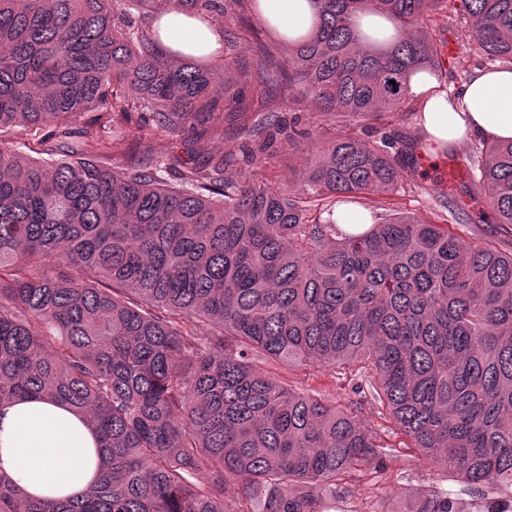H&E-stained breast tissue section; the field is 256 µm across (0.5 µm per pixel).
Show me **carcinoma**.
<instances>
[{"label": "carcinoma", "mask_w": 512, "mask_h": 512, "mask_svg": "<svg viewBox=\"0 0 512 512\" xmlns=\"http://www.w3.org/2000/svg\"><path fill=\"white\" fill-rule=\"evenodd\" d=\"M155 0H0V137H34L41 157L0 148V406L61 400L99 436L98 480L42 502L0 472V512H327L358 472L394 458L382 431L441 464L458 488L394 512H512V252L466 245L391 202L416 173L414 143L343 134L320 144L293 194L228 164L273 158L269 87L288 83L322 120L416 111L417 74L437 73L436 18L447 0H313L311 35L288 46V71L263 43L235 99L201 68L159 51L130 10ZM245 24L258 0H173ZM487 58L512 67V0H460ZM394 23L378 40L358 17ZM264 118L252 146L226 139L224 112ZM138 115L130 141L112 124ZM198 132L186 155L155 157L158 131ZM471 169L489 213L512 226V141ZM359 204L372 223L349 232L322 214ZM64 256L68 265H58ZM296 364L347 377L377 404L380 427L353 401L298 391L259 367ZM207 482L195 483L199 474Z\"/></svg>", "instance_id": "cac0c4a2"}]
</instances>
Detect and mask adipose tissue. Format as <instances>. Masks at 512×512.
Segmentation results:
<instances>
[{
	"label": "adipose tissue",
	"mask_w": 512,
	"mask_h": 512,
	"mask_svg": "<svg viewBox=\"0 0 512 512\" xmlns=\"http://www.w3.org/2000/svg\"><path fill=\"white\" fill-rule=\"evenodd\" d=\"M262 18L285 40L312 32L311 0H259ZM163 51L204 58L223 35L212 21L168 5L160 12ZM435 80L413 77L422 98L425 150L437 153L468 139L512 141V70H480L455 97L435 92ZM98 439L84 414L50 398H25L0 407V472L36 498L58 499L84 491L95 479Z\"/></svg>",
	"instance_id": "1"
}]
</instances>
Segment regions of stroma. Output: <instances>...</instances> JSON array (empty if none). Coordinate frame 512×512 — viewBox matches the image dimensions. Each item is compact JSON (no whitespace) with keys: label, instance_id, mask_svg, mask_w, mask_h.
Listing matches in <instances>:
<instances>
[{"label":"stroma","instance_id":"35a3bbf8","mask_svg":"<svg viewBox=\"0 0 512 512\" xmlns=\"http://www.w3.org/2000/svg\"><path fill=\"white\" fill-rule=\"evenodd\" d=\"M445 37L456 45L454 55L442 63L440 80L448 93H457L480 69L490 68L491 63L476 43L466 35L463 23L449 20ZM287 85H280L273 92L272 106L280 118H298L301 125L319 127L322 138L331 139L341 133L362 134L365 128H372L374 135L387 131L416 134L419 132L418 119L413 112H390L382 122L370 125L365 119L340 117L333 122H321L318 114L306 111L304 106L287 105ZM413 181L402 182L395 197L397 208L402 213L448 225L465 244L489 245L504 252H512V229L499 224H466L456 210L457 201L467 199L475 186L469 177H462L455 185L453 200H445L440 194L441 175L438 161H430L417 167ZM284 376L293 386L311 389L335 401L341 407H348L350 391L331 370L321 369L303 373L293 368ZM388 444L399 447L400 452L392 462L388 473L380 478L370 475L353 476L343 495L330 512H390L401 499L432 489L451 490L455 484L448 473L432 459L425 457L418 449L403 447L402 436L387 434Z\"/></svg>","mask_w":512,"mask_h":512}]
</instances>
